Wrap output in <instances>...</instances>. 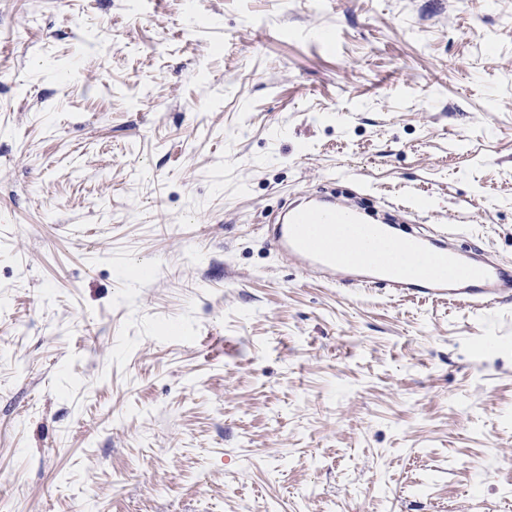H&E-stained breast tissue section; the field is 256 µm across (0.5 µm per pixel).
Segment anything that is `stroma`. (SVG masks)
<instances>
[{"label": "stroma", "instance_id": "obj_1", "mask_svg": "<svg viewBox=\"0 0 512 512\" xmlns=\"http://www.w3.org/2000/svg\"><path fill=\"white\" fill-rule=\"evenodd\" d=\"M0 512H512V304L313 280L335 190L512 265V0H0Z\"/></svg>", "mask_w": 512, "mask_h": 512}]
</instances>
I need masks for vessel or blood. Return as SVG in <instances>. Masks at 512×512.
Segmentation results:
<instances>
[{"label":"vessel or blood","instance_id":"obj_1","mask_svg":"<svg viewBox=\"0 0 512 512\" xmlns=\"http://www.w3.org/2000/svg\"><path fill=\"white\" fill-rule=\"evenodd\" d=\"M268 236L281 258L339 287L446 298L471 310L512 303V271L457 249L447 233L396 236L331 200L292 207Z\"/></svg>","mask_w":512,"mask_h":512}]
</instances>
